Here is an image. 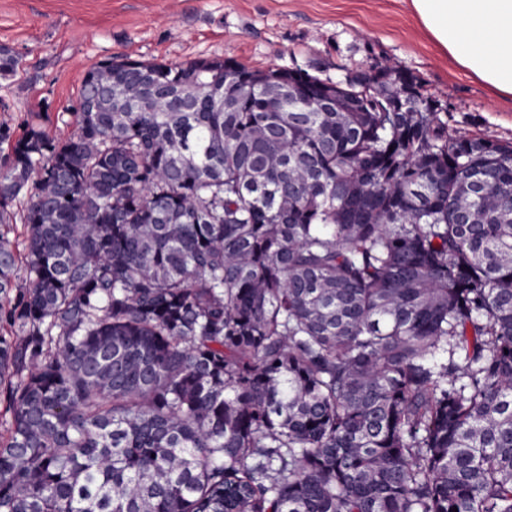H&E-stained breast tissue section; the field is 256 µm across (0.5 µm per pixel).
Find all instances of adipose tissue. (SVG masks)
Returning a JSON list of instances; mask_svg holds the SVG:
<instances>
[{
	"instance_id": "1",
	"label": "adipose tissue",
	"mask_w": 512,
	"mask_h": 512,
	"mask_svg": "<svg viewBox=\"0 0 512 512\" xmlns=\"http://www.w3.org/2000/svg\"><path fill=\"white\" fill-rule=\"evenodd\" d=\"M438 48L512 98V0H410Z\"/></svg>"
}]
</instances>
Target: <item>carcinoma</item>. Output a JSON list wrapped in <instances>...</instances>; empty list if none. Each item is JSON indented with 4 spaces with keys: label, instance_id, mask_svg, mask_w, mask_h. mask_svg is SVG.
Wrapping results in <instances>:
<instances>
[{
    "label": "carcinoma",
    "instance_id": "obj_1",
    "mask_svg": "<svg viewBox=\"0 0 512 512\" xmlns=\"http://www.w3.org/2000/svg\"><path fill=\"white\" fill-rule=\"evenodd\" d=\"M340 87L125 58L0 123V512H512V142ZM27 203L28 195L21 194L7 207L8 212L11 213V217H13V219L10 221V227L12 228V230L9 234V237L11 239L16 240V242L19 244V249L21 251L23 249L24 241V226L21 222V216L24 209L27 206Z\"/></svg>",
    "mask_w": 512,
    "mask_h": 512
}]
</instances>
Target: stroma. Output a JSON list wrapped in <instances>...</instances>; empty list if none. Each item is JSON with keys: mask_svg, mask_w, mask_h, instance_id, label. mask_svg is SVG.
Listing matches in <instances>:
<instances>
[{"mask_svg": "<svg viewBox=\"0 0 512 512\" xmlns=\"http://www.w3.org/2000/svg\"><path fill=\"white\" fill-rule=\"evenodd\" d=\"M22 59L0 78V120L68 141L85 73L113 57L232 58L336 83L388 65L416 77L448 129L512 141L502 98L439 52L409 0H0V46Z\"/></svg>", "mask_w": 512, "mask_h": 512, "instance_id": "35a3bbf8", "label": "stroma"}]
</instances>
